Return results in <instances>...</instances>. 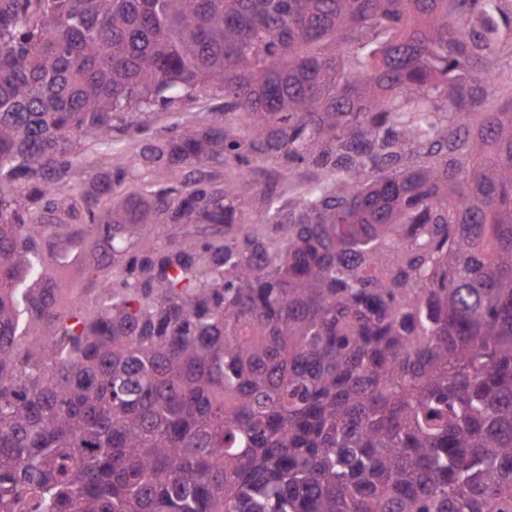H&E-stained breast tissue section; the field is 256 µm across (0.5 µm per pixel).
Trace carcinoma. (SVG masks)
I'll return each instance as SVG.
<instances>
[{
	"mask_svg": "<svg viewBox=\"0 0 512 512\" xmlns=\"http://www.w3.org/2000/svg\"><path fill=\"white\" fill-rule=\"evenodd\" d=\"M504 88L512 0H0V512H512ZM224 111V96L219 92H210L198 98L183 99L174 105L157 103L149 112V117L142 116L144 123L150 127V137L146 140L140 138H124L112 147V158L119 161H127L132 154H136L140 148L156 140H162L170 135L172 112L183 113L186 117H192L196 122L205 121L210 112Z\"/></svg>",
	"mask_w": 512,
	"mask_h": 512,
	"instance_id": "carcinoma-1",
	"label": "carcinoma"
}]
</instances>
